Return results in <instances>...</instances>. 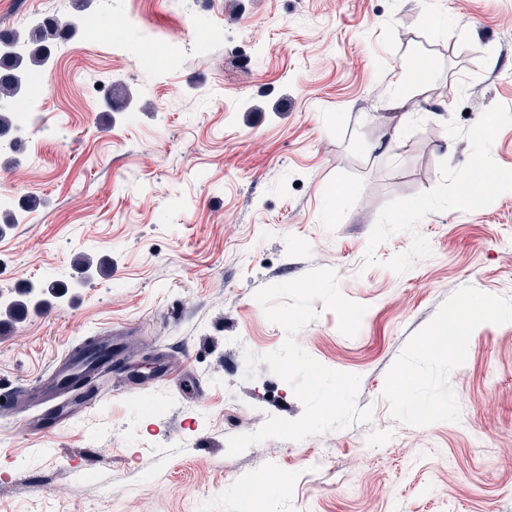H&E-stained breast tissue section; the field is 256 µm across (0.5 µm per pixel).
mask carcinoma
<instances>
[{
  "instance_id": "carcinoma-1",
  "label": "carcinoma",
  "mask_w": 512,
  "mask_h": 512,
  "mask_svg": "<svg viewBox=\"0 0 512 512\" xmlns=\"http://www.w3.org/2000/svg\"><path fill=\"white\" fill-rule=\"evenodd\" d=\"M71 34L72 24L54 15L25 32L0 33V46L4 48L0 51V100L17 96L25 86L24 79L33 69L44 66L53 46ZM72 268L84 279L93 273L108 272L112 259L79 253L73 259ZM44 304L46 300L33 295V287L20 288L17 299L0 310V326L18 320L31 306L39 308Z\"/></svg>"
}]
</instances>
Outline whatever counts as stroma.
<instances>
[{
  "mask_svg": "<svg viewBox=\"0 0 512 512\" xmlns=\"http://www.w3.org/2000/svg\"><path fill=\"white\" fill-rule=\"evenodd\" d=\"M52 14L74 31L21 95L29 147L0 153V301L23 282L62 296L0 329V386L117 326L173 371L134 397L112 372L44 437L0 411V512H512V0H0V32ZM480 151L501 189L458 205ZM78 251L111 274L74 283ZM318 268L366 312L349 337L319 309L295 340L359 376L372 420L229 455L303 414L245 356L286 339L255 293ZM453 317L458 342L423 352ZM404 369L421 412L392 396Z\"/></svg>",
  "mask_w": 512,
  "mask_h": 512,
  "instance_id": "obj_1",
  "label": "stroma"
}]
</instances>
